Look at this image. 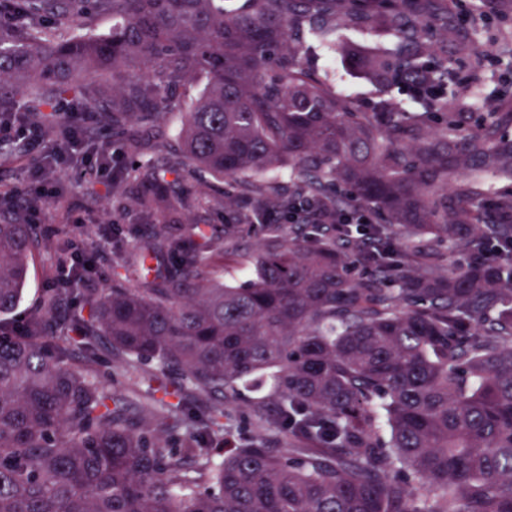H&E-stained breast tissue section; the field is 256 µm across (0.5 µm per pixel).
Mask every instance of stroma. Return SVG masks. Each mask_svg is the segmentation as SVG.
<instances>
[{"mask_svg": "<svg viewBox=\"0 0 512 512\" xmlns=\"http://www.w3.org/2000/svg\"><path fill=\"white\" fill-rule=\"evenodd\" d=\"M436 5L459 12L462 28L478 46L487 50L479 111L498 112L511 105L512 20L483 17L480 0H436ZM300 62L337 94L347 97L352 111H377L381 96L376 86L354 69L339 51L319 47L302 55ZM58 143V138L44 128L39 139L28 142L23 153L14 154L0 147V190L8 188L13 195H25L29 185L37 180L49 152ZM198 184L195 178L175 184V191L186 196L187 206L182 223L172 224L159 216H142L130 199L123 206H116L111 185H93L74 172L60 171L57 196L33 203L36 214L31 221L38 225L45 243L32 255L26 290L12 315L13 320L29 319L38 311L42 295L53 284L58 250L78 247L95 255L98 277L93 287L96 294L101 295L112 286L115 266L139 240L158 232L181 236L188 223L202 225L208 234L220 236L225 225L236 223L250 208L249 200L241 198L232 209H225L222 181H212L211 194L204 199L197 196ZM92 369L109 393L121 398L131 413L139 412L147 386L129 380L106 345H99L98 359Z\"/></svg>", "mask_w": 512, "mask_h": 512, "instance_id": "stroma-1", "label": "stroma"}]
</instances>
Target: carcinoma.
<instances>
[{"mask_svg": "<svg viewBox=\"0 0 512 512\" xmlns=\"http://www.w3.org/2000/svg\"><path fill=\"white\" fill-rule=\"evenodd\" d=\"M23 21L0 26V114L62 134L58 102L81 98L127 133L139 159L112 180L146 216L182 219L167 176L206 172L224 198L286 212L307 201L338 214L350 201L383 224H318L287 237L265 224L242 255L244 285L207 271L219 246L196 225L157 235L113 273L109 294L55 317L71 295L50 288L23 336L0 335V512H512V222L482 221L488 202L512 210V111L450 112L441 94L445 46L467 49L449 13L424 0H14ZM112 19L106 35L97 18ZM50 18L55 27L48 28ZM395 36L399 52L350 44L352 65L383 91L414 88L426 112H353L297 60L293 29L336 20ZM149 66L137 80L127 69ZM112 78V99L88 79ZM182 120L183 154L156 164L162 134ZM283 167L281 180L257 175ZM470 172L506 181L496 193L452 187ZM0 222V327L24 294L41 244L27 202ZM404 233L400 250L395 231ZM466 256L444 269L435 248ZM177 254V268L164 267ZM369 271L351 270L357 256ZM139 287L127 288L130 278ZM107 338L125 369L174 371L180 390L213 395V418L240 391L260 434L218 456L192 416L153 396L139 416L69 359L97 360ZM291 445L267 446L266 431Z\"/></svg>", "mask_w": 512, "mask_h": 512, "instance_id": "obj_1", "label": "carcinoma"}]
</instances>
